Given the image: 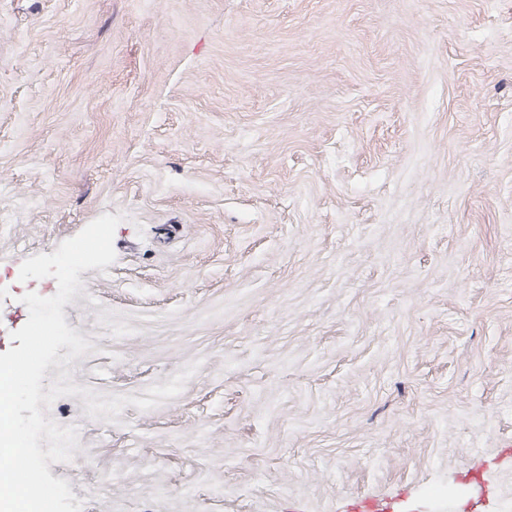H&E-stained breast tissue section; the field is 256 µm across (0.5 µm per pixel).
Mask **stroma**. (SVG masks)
Returning a JSON list of instances; mask_svg holds the SVG:
<instances>
[{"instance_id": "35a3bbf8", "label": "stroma", "mask_w": 512, "mask_h": 512, "mask_svg": "<svg viewBox=\"0 0 512 512\" xmlns=\"http://www.w3.org/2000/svg\"><path fill=\"white\" fill-rule=\"evenodd\" d=\"M105 213L82 512H512V0H0V353Z\"/></svg>"}]
</instances>
